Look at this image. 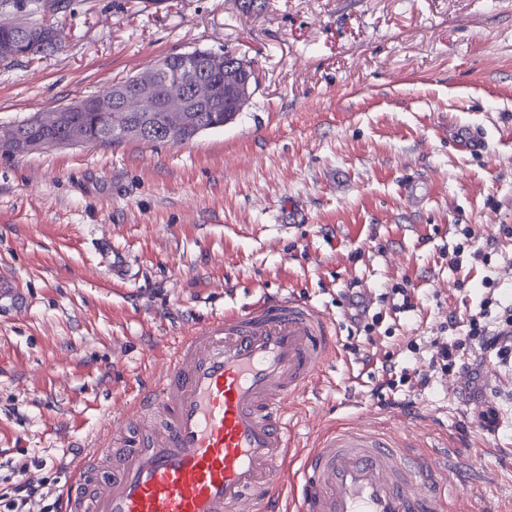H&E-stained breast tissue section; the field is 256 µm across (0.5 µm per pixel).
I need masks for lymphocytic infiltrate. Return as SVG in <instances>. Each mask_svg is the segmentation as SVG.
I'll return each mask as SVG.
<instances>
[{"mask_svg":"<svg viewBox=\"0 0 512 512\" xmlns=\"http://www.w3.org/2000/svg\"><path fill=\"white\" fill-rule=\"evenodd\" d=\"M482 299L478 308L465 317L449 314L436 335L417 342L409 341L411 353L426 352L425 364L410 373H397L392 355H384L381 379L373 391L380 405L392 406L399 384L415 380L417 388L427 389L434 378H460L476 368L493 372L512 369V303L504 301L500 281L486 277L480 283ZM340 296L353 309L352 323L356 331L373 337L386 314L414 310L415 303L404 284L392 285L382 293L381 310L371 311L360 292L341 290ZM10 493L0 496V512H58L55 501L57 487L48 478H34L27 465L12 467Z\"/></svg>","mask_w":512,"mask_h":512,"instance_id":"f902f5d3","label":"lymphocytic infiltrate"}]
</instances>
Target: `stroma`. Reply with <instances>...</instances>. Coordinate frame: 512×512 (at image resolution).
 <instances>
[{"label":"stroma","mask_w":512,"mask_h":512,"mask_svg":"<svg viewBox=\"0 0 512 512\" xmlns=\"http://www.w3.org/2000/svg\"><path fill=\"white\" fill-rule=\"evenodd\" d=\"M0 20H50L61 49L0 60V124L93 95L157 59L236 52L257 82L237 118L191 142L0 153V494L6 462L66 483L77 450L118 426L179 336L228 306L292 295L350 327L337 291L367 300L409 280L417 309L377 332L378 354L420 366L408 340L477 305L512 259V0H35ZM476 125L487 152L449 140ZM424 194L410 204L407 183ZM472 225L490 267L448 265ZM512 377L454 381L413 399L412 420L373 399L341 350L290 407L294 441L317 422L408 423L453 472L452 504L512 512ZM497 417L495 436L480 433ZM468 418V432L459 421Z\"/></svg>","instance_id":"35a3bbf8"}]
</instances>
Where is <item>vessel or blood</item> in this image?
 <instances>
[{
	"label": "vessel or blood",
	"mask_w": 512,
	"mask_h": 512,
	"mask_svg": "<svg viewBox=\"0 0 512 512\" xmlns=\"http://www.w3.org/2000/svg\"><path fill=\"white\" fill-rule=\"evenodd\" d=\"M454 140L486 149L478 127ZM336 356L334 320L292 297L202 323L77 459L62 512H454L447 470L410 432L326 424L297 449L289 406Z\"/></svg>",
	"instance_id": "obj_1"
}]
</instances>
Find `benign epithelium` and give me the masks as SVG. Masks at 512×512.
Segmentation results:
<instances>
[{
	"label": "benign epithelium",
	"instance_id": "1",
	"mask_svg": "<svg viewBox=\"0 0 512 512\" xmlns=\"http://www.w3.org/2000/svg\"><path fill=\"white\" fill-rule=\"evenodd\" d=\"M28 31L22 20L0 21V32L8 39L0 43V58L23 55L20 37ZM254 73L244 60L233 52L208 54L204 58L185 52L176 59L161 58L132 78L131 88H112V92L94 96L80 106H68L66 112L82 108L106 116L111 112H126L133 116L123 127L112 131L120 139L147 140L161 136L168 143L185 141L186 125L183 113L207 112L219 101L224 111L239 112L251 96ZM154 112H165L169 119L162 129L153 126ZM46 115L29 117L28 127L33 134L18 138L12 136V126L0 125V144H6L16 153L28 154L44 149L82 145L89 134L81 127L71 129L63 139L42 137L36 131L44 124Z\"/></svg>",
	"mask_w": 512,
	"mask_h": 512
}]
</instances>
